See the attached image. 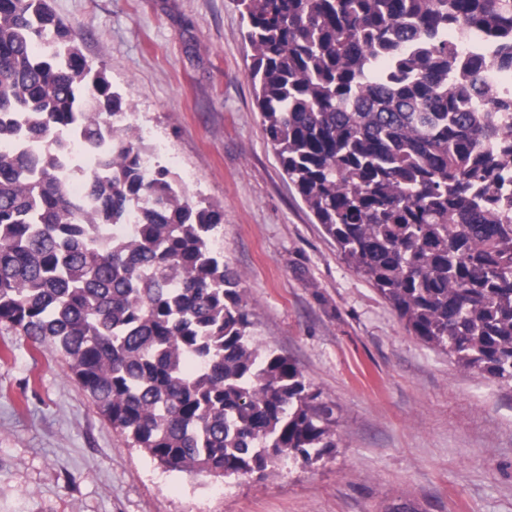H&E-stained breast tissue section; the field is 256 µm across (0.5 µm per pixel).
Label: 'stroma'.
<instances>
[{"instance_id":"stroma-1","label":"stroma","mask_w":512,"mask_h":512,"mask_svg":"<svg viewBox=\"0 0 512 512\" xmlns=\"http://www.w3.org/2000/svg\"><path fill=\"white\" fill-rule=\"evenodd\" d=\"M50 5L189 193L223 206L251 334L334 405L337 446L262 479L169 471L0 326V512H512V382L413 336L338 254L267 139L238 0Z\"/></svg>"}]
</instances>
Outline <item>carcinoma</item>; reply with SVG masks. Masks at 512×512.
I'll return each instance as SVG.
<instances>
[{
	"instance_id": "cac0c4a2",
	"label": "carcinoma",
	"mask_w": 512,
	"mask_h": 512,
	"mask_svg": "<svg viewBox=\"0 0 512 512\" xmlns=\"http://www.w3.org/2000/svg\"><path fill=\"white\" fill-rule=\"evenodd\" d=\"M249 77L288 179L406 329L512 381V0H239ZM460 28L496 50L462 60ZM132 106L49 0H0V325L66 363L99 414L170 471L261 476L336 447L334 406L256 344L195 201L124 127ZM68 129L101 148L83 197ZM129 238L110 232L135 201Z\"/></svg>"
}]
</instances>
